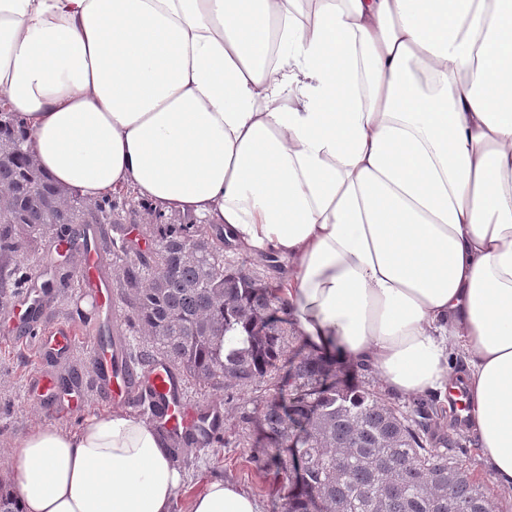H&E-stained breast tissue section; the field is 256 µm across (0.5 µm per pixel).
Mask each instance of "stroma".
<instances>
[{
    "label": "stroma",
    "instance_id": "35a3bbf8",
    "mask_svg": "<svg viewBox=\"0 0 512 512\" xmlns=\"http://www.w3.org/2000/svg\"><path fill=\"white\" fill-rule=\"evenodd\" d=\"M55 228H47L28 239L19 255L22 266L15 285L0 293V479L9 480V453L20 437L43 424H52L64 431L75 430L92 416L111 414L98 385L83 345H76L68 354L39 362L34 339L24 332L20 320L25 308L17 297L27 285L28 274H38L40 282L51 283L53 289L44 298L45 322L62 328L83 323L85 316L95 315L91 300L78 298L74 289L63 287L62 280L76 274L80 267L77 249L56 248ZM60 378L73 375L81 391L82 405L74 411L59 413L26 390L34 371ZM187 394L197 403L220 402L224 410V432L213 443L193 448L179 456L177 465L185 474V484L177 493L172 512H189L194 494L212 479L236 484L254 495L261 512H285L283 485L285 478L275 469L262 467L259 459L263 447L257 440L255 408L269 396L268 384L228 385L215 391L207 386L188 385ZM434 438L456 441V458L466 465L475 478L484 484L495 512H512V490L498 487L492 480L476 433L466 421L450 410H443L432 428Z\"/></svg>",
    "mask_w": 512,
    "mask_h": 512
}]
</instances>
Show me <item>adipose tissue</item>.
<instances>
[{"instance_id":"ef3b65f1","label":"adipose tissue","mask_w":512,"mask_h":512,"mask_svg":"<svg viewBox=\"0 0 512 512\" xmlns=\"http://www.w3.org/2000/svg\"><path fill=\"white\" fill-rule=\"evenodd\" d=\"M0 105L87 202L129 189L278 258L310 349L465 389L512 488V0H0ZM10 473L19 512H171L185 483L115 413L30 431ZM190 512L259 506L214 479Z\"/></svg>"}]
</instances>
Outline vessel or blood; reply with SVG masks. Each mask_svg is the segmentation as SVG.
Returning <instances> with one entry per match:
<instances>
[{"instance_id":"b4317fda","label":"vessel or blood","mask_w":512,"mask_h":512,"mask_svg":"<svg viewBox=\"0 0 512 512\" xmlns=\"http://www.w3.org/2000/svg\"><path fill=\"white\" fill-rule=\"evenodd\" d=\"M80 275L79 293L91 295L101 305L99 317L102 323L111 326L114 333L108 345L94 338L85 341L92 367L113 402L149 412L167 433L175 436L197 432L204 417L221 416L222 409L218 404H209L204 409L196 407L186 395L184 381L164 359H157L153 365L140 370L125 366V338L120 334L121 304L100 275L99 252L88 241L83 244ZM33 334L39 343L38 353L43 357L51 356L52 352L61 351L64 346L77 341L74 331L66 332L54 326H39L34 328Z\"/></svg>"}]
</instances>
